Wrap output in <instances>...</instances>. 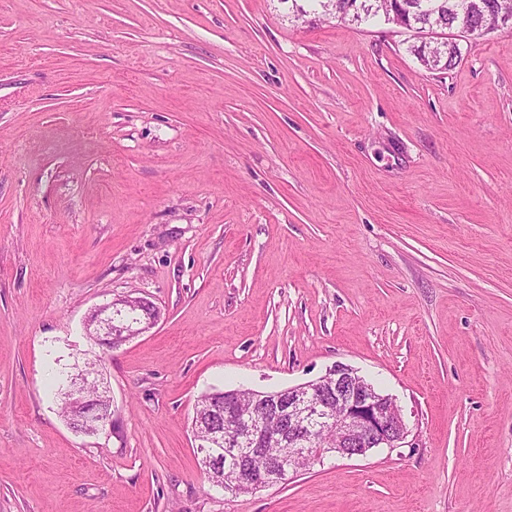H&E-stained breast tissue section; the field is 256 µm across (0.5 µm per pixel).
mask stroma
I'll list each match as a JSON object with an SVG mask.
<instances>
[{
    "mask_svg": "<svg viewBox=\"0 0 512 512\" xmlns=\"http://www.w3.org/2000/svg\"><path fill=\"white\" fill-rule=\"evenodd\" d=\"M412 43L285 0H0V512H512V31L445 72ZM127 294L161 318L75 433L49 377ZM338 363L403 447L201 477V395ZM100 360H94L92 362H87L86 369L90 370L92 373L89 375L88 379L92 377V380L89 381V387L87 390L88 399H87V407L86 412L87 416H94L100 411H110L111 403L110 400L103 394L98 392L96 388L95 381V371H99ZM91 421L94 422L93 431L94 434H98L102 431H105L107 428H112L113 418L112 415L108 414H97Z\"/></svg>",
    "mask_w": 512,
    "mask_h": 512,
    "instance_id": "obj_1",
    "label": "stroma"
}]
</instances>
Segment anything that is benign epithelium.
Returning a JSON list of instances; mask_svg holds the SVG:
<instances>
[{
	"mask_svg": "<svg viewBox=\"0 0 512 512\" xmlns=\"http://www.w3.org/2000/svg\"><path fill=\"white\" fill-rule=\"evenodd\" d=\"M378 14L384 17L385 23L420 39L433 60L439 59L442 47L448 44L459 47L455 36H445L433 29L426 30L402 21L390 15L387 9L378 10ZM511 25L512 6L507 4L492 21L476 27L465 23L458 33L480 36ZM148 304L150 301L145 298L136 302L127 296L115 298L88 314L84 321L85 335L96 337L98 344L108 350L117 349L131 337L151 329L160 319V312L142 318L134 330L125 323L113 321L112 313H136ZM221 395L224 399L215 412L217 418L232 422V431L226 436L224 426H216L207 441L195 442L202 466L228 474L233 486L252 493L279 482L286 470L283 462L269 461L257 470L253 465L257 449L241 447L243 442L256 444L266 422L252 414L238 412V391L224 390ZM254 397L258 405L269 409L288 426L296 453L318 462L328 456L352 458L364 456L374 448H398L408 434L394 399L380 395L355 369L344 364L335 365L316 380L274 392L256 391ZM320 416L325 417L327 426L335 433L336 446L333 448H317L315 440L305 434L309 422Z\"/></svg>",
	"mask_w": 512,
	"mask_h": 512,
	"instance_id": "7a95c632",
	"label": "benign epithelium"
}]
</instances>
